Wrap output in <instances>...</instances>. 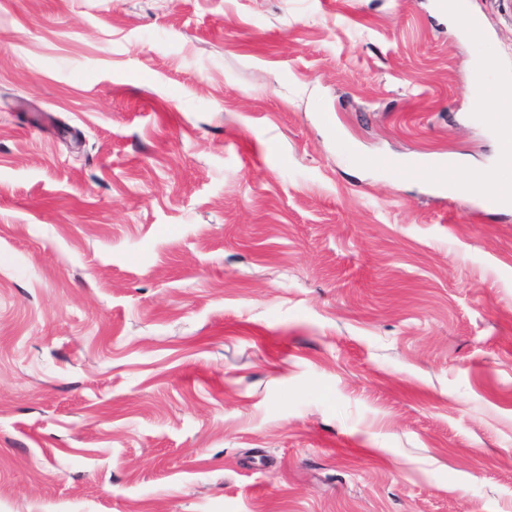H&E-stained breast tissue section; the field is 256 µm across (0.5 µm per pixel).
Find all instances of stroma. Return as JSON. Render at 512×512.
Instances as JSON below:
<instances>
[{"mask_svg":"<svg viewBox=\"0 0 512 512\" xmlns=\"http://www.w3.org/2000/svg\"><path fill=\"white\" fill-rule=\"evenodd\" d=\"M435 2L0 0V512H512V0ZM482 101L485 112H504L496 115L497 123L502 130L512 129V92L502 93L492 87Z\"/></svg>","mask_w":512,"mask_h":512,"instance_id":"stroma-1","label":"stroma"}]
</instances>
